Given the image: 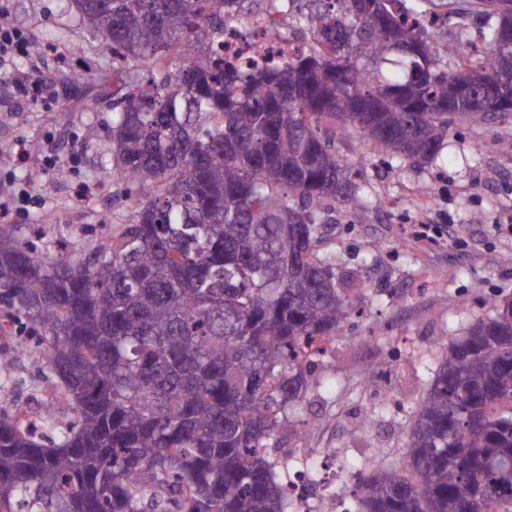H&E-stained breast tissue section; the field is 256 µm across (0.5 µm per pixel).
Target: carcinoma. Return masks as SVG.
Here are the masks:
<instances>
[{
    "instance_id": "1",
    "label": "carcinoma",
    "mask_w": 512,
    "mask_h": 512,
    "mask_svg": "<svg viewBox=\"0 0 512 512\" xmlns=\"http://www.w3.org/2000/svg\"><path fill=\"white\" fill-rule=\"evenodd\" d=\"M73 4L112 48L133 223L55 258L0 227V299L54 387L37 426L0 412V512H292L270 448L362 287L315 250L325 202L365 206L336 137L416 164L511 119L512 0H468L481 27L445 36L404 0ZM256 7L301 48L242 71L215 45ZM491 310L437 342L414 481L353 471L357 512H512V300Z\"/></svg>"
}]
</instances>
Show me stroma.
Wrapping results in <instances>:
<instances>
[{"label": "stroma", "mask_w": 512, "mask_h": 512, "mask_svg": "<svg viewBox=\"0 0 512 512\" xmlns=\"http://www.w3.org/2000/svg\"><path fill=\"white\" fill-rule=\"evenodd\" d=\"M0 14L29 40L28 56L0 69V184L27 189L35 199L5 223L36 247L87 255L105 228L119 229L132 218L124 183L109 176L112 53L86 35L70 0H0ZM35 65L55 75L58 101L22 100L18 83ZM78 74L96 82L75 96L70 83ZM336 148L346 161L367 154L361 182L369 200L355 213L324 205L317 251L362 281L356 299L362 315L337 332L293 428L279 433L272 451L289 474L311 468L320 479L319 494L303 512H351L348 475L370 460L403 467L413 411L439 364L436 338L463 335L486 297L512 298V264L503 261L512 254V128L452 129L442 157L418 165L356 138L337 141ZM52 151L59 160L51 169L44 157ZM106 213L108 227L101 223ZM424 225L432 244L421 250L416 243ZM395 338L403 359L393 366L385 359ZM39 374L29 354L0 361L8 405L37 415L50 396L38 386ZM367 414L370 428L354 431Z\"/></svg>", "instance_id": "1"}]
</instances>
